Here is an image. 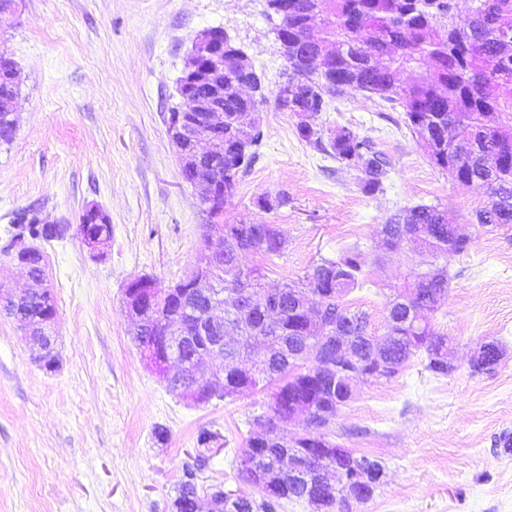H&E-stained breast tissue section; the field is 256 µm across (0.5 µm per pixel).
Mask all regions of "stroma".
Returning a JSON list of instances; mask_svg holds the SVG:
<instances>
[{"label":"stroma","instance_id":"1","mask_svg":"<svg viewBox=\"0 0 512 512\" xmlns=\"http://www.w3.org/2000/svg\"><path fill=\"white\" fill-rule=\"evenodd\" d=\"M266 0H17L0 14V39L22 85L18 126L0 147V286L31 288L2 253L16 211L35 208L49 224H78L99 206L110 218L104 255L77 234L38 241L57 305L58 368L46 370L16 323L0 315V512H173L194 471L200 493L240 489L239 455L268 415L270 389L196 405L169 390L130 334L123 303L139 277L165 289L182 278L210 232L198 191L180 175L168 115L196 35L223 27L251 60L267 101L258 118L259 157L224 205L228 224H274L283 253L240 254L268 287L304 276L324 256L358 243L372 281L343 296L385 335V307L427 268L422 257L383 244L394 212L437 205L470 239L448 256V294L431 315L448 338L454 369L437 377L424 354L392 377L358 381L332 439L380 460L386 477L353 512H512V230L477 224L485 195L439 169L377 97L327 96L311 124L346 127L390 163L384 190L365 194L360 173L301 140L299 119L273 99L285 61ZM287 195L266 211L257 198ZM503 350L490 373H474L483 343ZM166 439H158L157 429ZM221 448L200 452L201 432Z\"/></svg>","mask_w":512,"mask_h":512}]
</instances>
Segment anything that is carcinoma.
I'll use <instances>...</instances> for the list:
<instances>
[{"label":"carcinoma","mask_w":512,"mask_h":512,"mask_svg":"<svg viewBox=\"0 0 512 512\" xmlns=\"http://www.w3.org/2000/svg\"><path fill=\"white\" fill-rule=\"evenodd\" d=\"M288 5V43L295 53L288 55V97L276 99L281 109L290 112L317 113L324 108V94L334 92L362 93L377 96L405 113L406 125L414 135L427 130L436 144L431 161L443 171L465 155L466 159L454 171L462 186L485 193L487 205L476 211L475 221L512 229V0H475L486 9L462 26L455 22L453 0H285ZM323 14L329 23L322 28L321 44L303 42V21L310 15ZM335 56L333 70H320V53ZM425 64L433 69L432 80L420 79L403 85L402 76ZM14 62L0 53V145L10 144L17 126L11 120L7 106L8 76ZM247 80L254 73L230 67L224 71V85L229 89ZM247 106L238 96H224V156L208 169L220 174L219 189L224 200L235 194L237 178L252 166L263 134L260 127L244 132L248 147L238 146L237 132L231 130L228 119ZM300 138L317 150L328 154L340 164L353 166L354 158L371 160V169L361 178L366 194L383 191L388 177L389 162L374 148V143L348 128L332 136L323 130L298 124ZM108 216L93 206L80 215L79 224H108ZM407 224H426L431 238L409 250L426 252L433 259L446 258L467 250L468 240L456 239L448 213L436 205L420 204L403 213L392 215L381 227L389 249L406 248L403 229ZM17 233L30 234L43 241L62 240L71 225L54 228L42 226L38 210L22 209L12 220ZM224 241H233L244 250L259 251L266 256L284 250L285 238L274 224H222ZM237 267L234 250L224 252V261L211 267V278L225 289L236 288L245 279L252 295L231 310L224 311V355L232 361L224 363L226 398L242 381L234 358L247 356L250 340L270 336L280 341V353L251 367L256 387L275 385L271 395L268 421L288 418V411L297 403L319 407L331 400L343 405L342 388L324 391L314 370L326 358L335 354L327 347L305 346L308 310L302 302L307 289L303 280L279 289V313L268 324L267 302L263 300L261 269L255 267L242 274ZM316 273L315 292L324 306L325 316L336 319L343 312V322L349 333L358 339L361 348L369 347L368 315L341 305L339 299L348 292L368 283L363 255L354 243L335 257H322L313 266ZM448 292L447 267L434 268L420 274L404 290L397 292L386 306V335L396 336L393 357L406 364L421 350L426 352L425 368L436 374H448L444 359L448 358V337L434 332L423 318L406 322V307L399 299L407 295L428 306L434 312L442 296ZM32 320L53 321L57 309L55 299L37 294L21 303ZM166 326L156 317L147 319L138 342L143 356L155 348L161 351ZM306 351L314 363L304 371H294L288 355ZM256 445L247 440L239 460L237 479L263 494L261 501L251 495L228 494L216 489L206 497L199 494L195 475L188 472L174 500L175 512H196V505L206 500L209 512H273L282 502L305 500L317 495L323 499L327 512H351V500H336V489L327 488L300 476L311 460L297 452L288 455L286 449H274L265 454L254 453ZM371 483L360 500L372 497L383 483L385 466L377 459L364 457Z\"/></svg>","instance_id":"cac0c4a2"}]
</instances>
